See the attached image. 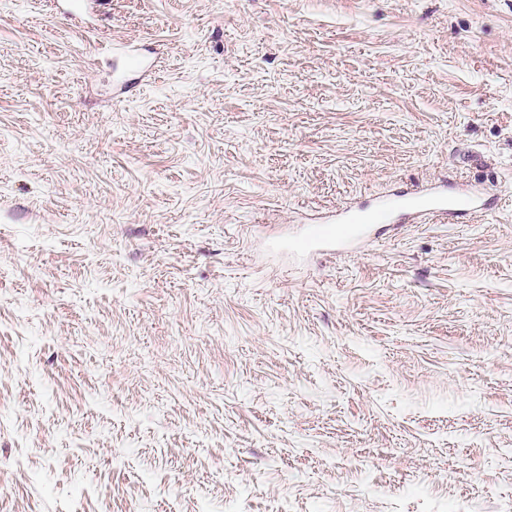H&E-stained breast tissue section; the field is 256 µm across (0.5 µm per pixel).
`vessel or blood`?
<instances>
[{
  "mask_svg": "<svg viewBox=\"0 0 512 512\" xmlns=\"http://www.w3.org/2000/svg\"><path fill=\"white\" fill-rule=\"evenodd\" d=\"M491 199L485 192H449L447 187L432 186L413 194L385 198L376 207L339 214L333 227L315 229L305 240L308 252L333 253L357 241L365 231L379 224L393 223L395 216L422 224L431 219H448L488 210Z\"/></svg>",
  "mask_w": 512,
  "mask_h": 512,
  "instance_id": "obj_1",
  "label": "vessel or blood"
}]
</instances>
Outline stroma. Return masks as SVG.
<instances>
[{
	"mask_svg": "<svg viewBox=\"0 0 512 512\" xmlns=\"http://www.w3.org/2000/svg\"><path fill=\"white\" fill-rule=\"evenodd\" d=\"M0 512H512V0H0ZM492 197L484 191L448 193V187L432 186L413 194L386 197L376 207L364 211H345L338 215L336 226L316 228L304 241L306 252L336 253L357 241L369 227L394 224L396 214L415 224L431 219H449L489 210Z\"/></svg>",
	"mask_w": 512,
	"mask_h": 512,
	"instance_id": "1",
	"label": "stroma"
}]
</instances>
